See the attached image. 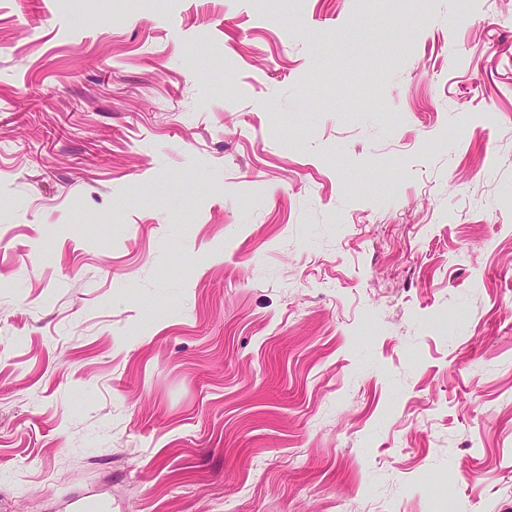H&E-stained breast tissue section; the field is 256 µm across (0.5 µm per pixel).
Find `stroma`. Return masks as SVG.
<instances>
[{
  "mask_svg": "<svg viewBox=\"0 0 512 512\" xmlns=\"http://www.w3.org/2000/svg\"><path fill=\"white\" fill-rule=\"evenodd\" d=\"M0 0V512H512V0Z\"/></svg>",
  "mask_w": 512,
  "mask_h": 512,
  "instance_id": "35a3bbf8",
  "label": "stroma"
}]
</instances>
